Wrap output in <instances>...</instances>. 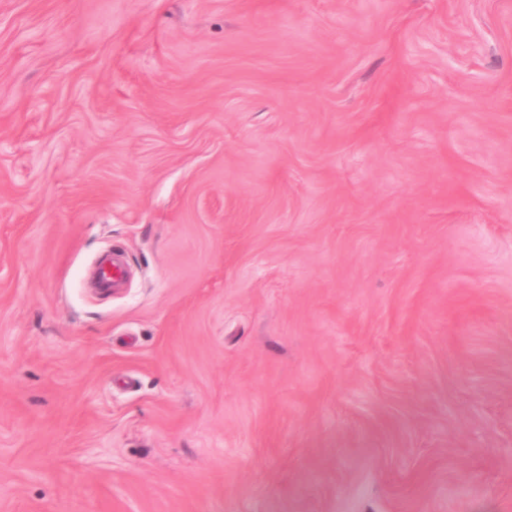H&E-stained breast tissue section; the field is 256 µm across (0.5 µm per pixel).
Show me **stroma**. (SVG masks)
<instances>
[{
    "label": "stroma",
    "instance_id": "stroma-1",
    "mask_svg": "<svg viewBox=\"0 0 512 512\" xmlns=\"http://www.w3.org/2000/svg\"><path fill=\"white\" fill-rule=\"evenodd\" d=\"M0 512H512V0H0Z\"/></svg>",
    "mask_w": 512,
    "mask_h": 512
}]
</instances>
